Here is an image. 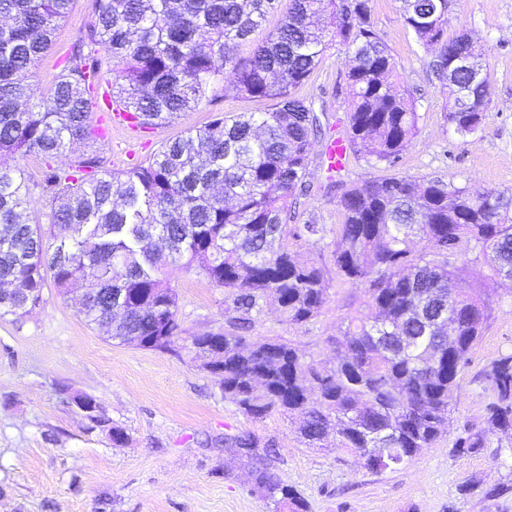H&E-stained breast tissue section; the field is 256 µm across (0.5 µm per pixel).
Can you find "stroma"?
<instances>
[{"label": "stroma", "mask_w": 512, "mask_h": 512, "mask_svg": "<svg viewBox=\"0 0 512 512\" xmlns=\"http://www.w3.org/2000/svg\"><path fill=\"white\" fill-rule=\"evenodd\" d=\"M371 6L375 27L415 100L419 133L395 165L352 159L344 181L361 184L399 173L512 190V0H453L450 7L448 35L465 32L488 48L489 109L477 132L464 137L446 121L447 96L397 0H372ZM94 19L95 0H73L51 50L33 71L41 92H48L61 55ZM345 72L346 50L332 45L296 90L312 103L323 133L347 121ZM269 107V101L243 98L216 80L196 108L138 131V161L148 163L167 141L203 127L214 113L229 117ZM8 164L27 175L35 215L50 223L51 204L42 188L45 160L17 155ZM308 169L295 221L321 231L289 239L288 246L300 262L323 270L329 302L318 318L297 328L266 311L252 333L289 338L314 360L328 361L336 355L331 336L366 297L336 274L334 241L343 216L318 153H311ZM170 283L184 336L223 327V289L180 270ZM80 307V292L65 296L50 283L29 315L0 317V512H271L270 502L252 490L246 459L224 448L225 436L241 431L275 441L270 463L308 501L310 512H512V444L492 433L478 452L451 450L464 427L483 422L491 392L482 371L512 352L507 290L493 296L488 325L456 380L446 436L405 467L381 474L350 451L305 447L287 416L252 421L225 402L215 378L187 352L114 344L85 321ZM86 395L125 429L126 444H113L108 429H89L76 406L77 397Z\"/></svg>", "instance_id": "35a3bbf8"}]
</instances>
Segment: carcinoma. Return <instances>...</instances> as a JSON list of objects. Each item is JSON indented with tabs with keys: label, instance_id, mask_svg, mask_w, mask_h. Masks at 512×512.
<instances>
[{
	"label": "carcinoma",
	"instance_id": "1",
	"mask_svg": "<svg viewBox=\"0 0 512 512\" xmlns=\"http://www.w3.org/2000/svg\"><path fill=\"white\" fill-rule=\"evenodd\" d=\"M404 23L432 52L446 88L449 123L475 133L487 111L476 75L485 47L468 34L445 37L448 0H399ZM71 0H0V157H58L98 137L89 111L100 87L149 127L198 105L219 73L264 112L220 113L161 147L148 165L115 173L95 154L47 166L43 184L59 205L44 225L28 213L27 179L0 167V315L22 317L42 302L47 278L87 295L82 313L110 338L177 352L182 328L170 272L183 269L224 289L225 326L191 337L193 359L216 378L224 400L254 420L272 412L300 419L307 448L359 455L374 472L394 471L439 441L457 376L492 311L491 295L462 285L461 248L484 259L492 278L512 284V191L392 175L361 186L336 180L343 223L336 270L367 295L344 319L334 362H318L282 336L250 339L255 317L274 309L300 326L328 302L321 270L296 260L284 241L317 235L316 224H288L305 190L321 124L295 95L330 45L347 50V141L354 157L392 165L418 129L398 64L371 18V0H288L279 25L250 56L238 47L281 0H96L95 20L39 98L32 69L53 44ZM112 59L101 74L100 51ZM60 226L72 235L55 248ZM459 324L448 338V296ZM491 430L512 435V353L484 371ZM486 431L467 427L453 450L477 451ZM224 447L245 448L255 488L273 512H309L269 463L275 444L242 431ZM263 452H258V449Z\"/></svg>",
	"mask_w": 512,
	"mask_h": 512
}]
</instances>
